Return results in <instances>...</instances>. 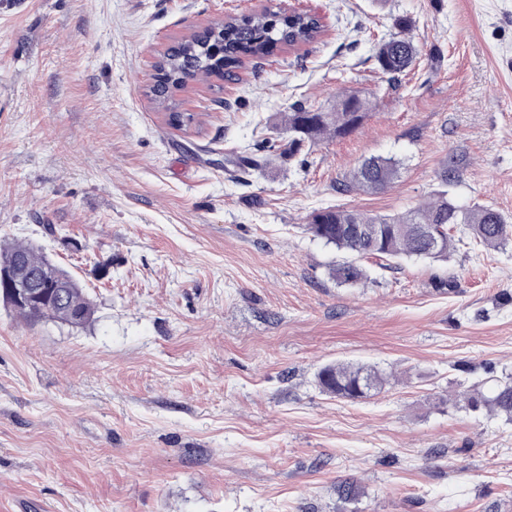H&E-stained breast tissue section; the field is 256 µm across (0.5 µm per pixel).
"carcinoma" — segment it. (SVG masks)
I'll list each match as a JSON object with an SVG mask.
<instances>
[{
    "mask_svg": "<svg viewBox=\"0 0 512 512\" xmlns=\"http://www.w3.org/2000/svg\"><path fill=\"white\" fill-rule=\"evenodd\" d=\"M393 26L396 32L376 45L375 59L384 74L396 78L415 64L419 48L408 35L411 28L408 18L394 19ZM317 38L318 22L313 15H289L269 7L250 14L229 15L223 27L207 25L169 46L156 66V79L148 96L157 107L168 111L170 125L185 126L192 116L177 111L176 96L186 89L189 81L222 76L240 67L246 59L266 56L275 47L309 45ZM371 107L372 100L358 93L342 95L330 111L314 112L302 105L293 106L285 119L288 154H299L304 147L311 148L326 136L353 133L363 124ZM398 168L399 161L394 158H368L343 181V191L381 190L394 180ZM439 177L440 188L426 205L396 215L323 208L310 214L305 231L328 246L359 257L373 255L433 262L448 260L454 249V238L448 233L450 225L468 232L477 245L487 249L512 241V215L488 205L464 207L449 195L448 187L459 179L455 161L447 160ZM426 225L434 227L441 241L439 247H432L422 233ZM0 263L18 264V270L27 279L44 282L50 278L68 285L60 296L34 298L27 306L9 308L17 317L30 323L48 320L70 327H84L94 321V302L68 271L50 261L38 247L19 241L0 244ZM330 275L338 284L348 287L358 286L367 279L366 271L353 262L333 265ZM316 381L327 394L357 400L380 389L388 377L368 366L336 362L321 367ZM461 402L472 412L484 411L512 422V378L487 392L473 389Z\"/></svg>",
    "mask_w": 512,
    "mask_h": 512,
    "instance_id": "carcinoma-1",
    "label": "carcinoma"
}]
</instances>
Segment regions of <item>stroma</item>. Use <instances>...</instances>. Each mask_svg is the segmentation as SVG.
Returning <instances> with one entry per match:
<instances>
[{
	"label": "stroma",
	"mask_w": 512,
	"mask_h": 512,
	"mask_svg": "<svg viewBox=\"0 0 512 512\" xmlns=\"http://www.w3.org/2000/svg\"><path fill=\"white\" fill-rule=\"evenodd\" d=\"M286 3L319 39L191 83L170 126L160 54ZM399 15L421 54L390 85L374 49ZM345 92L374 102L354 133L262 150L292 104ZM374 155L398 178L339 191ZM450 158L458 204L512 215V0H0V240L42 245L97 308L72 328L0 305V512H512V423L448 403L512 374V244L367 259L343 288L344 253L303 229L417 207ZM334 362L391 379L335 398ZM329 273L338 284L348 287L358 286L367 279L366 271L354 262L335 264Z\"/></svg>",
	"instance_id": "stroma-1"
}]
</instances>
